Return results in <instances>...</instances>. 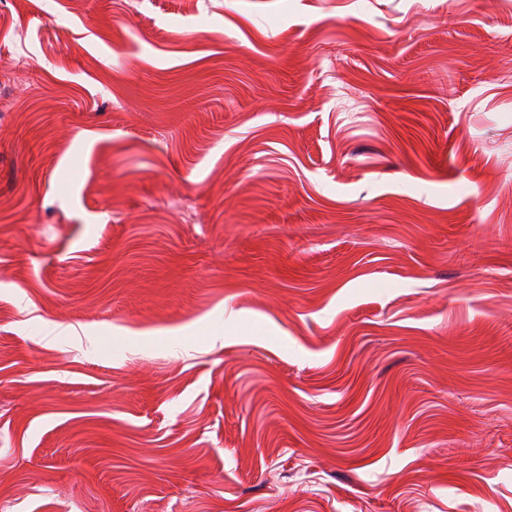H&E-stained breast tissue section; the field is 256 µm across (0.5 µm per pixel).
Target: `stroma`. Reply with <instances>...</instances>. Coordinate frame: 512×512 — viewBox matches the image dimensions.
<instances>
[{"label":"stroma","instance_id":"35a3bbf8","mask_svg":"<svg viewBox=\"0 0 512 512\" xmlns=\"http://www.w3.org/2000/svg\"><path fill=\"white\" fill-rule=\"evenodd\" d=\"M1 506L512 512V0L0 7Z\"/></svg>","mask_w":512,"mask_h":512}]
</instances>
